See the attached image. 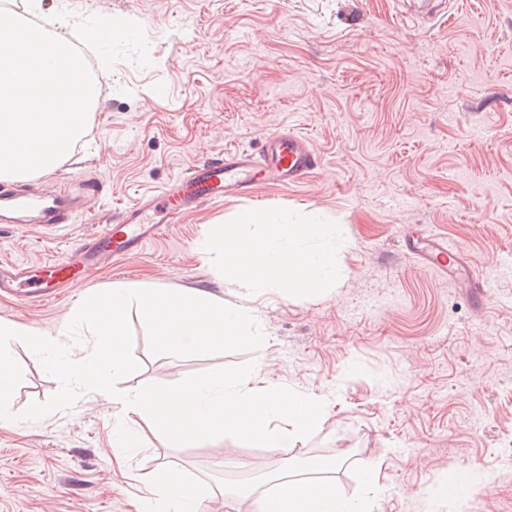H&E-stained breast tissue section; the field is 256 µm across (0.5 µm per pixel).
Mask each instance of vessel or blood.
Segmentation results:
<instances>
[{
  "instance_id": "vessel-or-blood-1",
  "label": "vessel or blood",
  "mask_w": 512,
  "mask_h": 512,
  "mask_svg": "<svg viewBox=\"0 0 512 512\" xmlns=\"http://www.w3.org/2000/svg\"><path fill=\"white\" fill-rule=\"evenodd\" d=\"M318 165L319 157L309 140L288 128L269 137L259 153L231 151L205 161L189 177L173 180L159 193L143 195L117 220L81 241L64 257L45 263L27 277L22 298L37 302L58 297L63 289L80 285L88 267L104 253L139 252L186 209L220 202L228 195L251 196L261 179L296 183ZM80 207L77 197L62 190L10 197L0 194V222L11 223L13 213L23 212L37 224H70ZM416 258L423 267L443 275L469 269L464 253L444 240L432 241Z\"/></svg>"
}]
</instances>
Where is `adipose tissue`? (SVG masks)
Segmentation results:
<instances>
[{"mask_svg":"<svg viewBox=\"0 0 512 512\" xmlns=\"http://www.w3.org/2000/svg\"><path fill=\"white\" fill-rule=\"evenodd\" d=\"M206 494L200 483H191L175 470L159 467L139 500V512H199Z\"/></svg>","mask_w":512,"mask_h":512,"instance_id":"ef3b65f1","label":"adipose tissue"}]
</instances>
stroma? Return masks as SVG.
Segmentation results:
<instances>
[{
	"label": "stroma",
	"instance_id": "35a3bbf8",
	"mask_svg": "<svg viewBox=\"0 0 512 512\" xmlns=\"http://www.w3.org/2000/svg\"><path fill=\"white\" fill-rule=\"evenodd\" d=\"M72 2L85 16L139 22L151 63L118 62L73 157L18 184L77 194L95 176L102 191L71 224L0 223V263L34 268L61 257L142 193L210 157L259 150L285 127L306 135L321 163L301 182L182 214L140 252L100 258L58 298L30 306L0 296V321L53 332L93 290L205 289L264 323V349L154 355L133 312L140 367L120 388L251 361L327 397L321 427L294 454L344 452L336 482L349 494L358 490L353 466L375 462V512H429L422 489L471 463L480 486L442 512H512V0H446L419 20L397 0ZM269 207L339 224L340 278L329 291L252 295L223 285L197 252L208 225ZM413 232L460 247L472 271L490 276L487 294L422 268L404 249ZM13 355L23 370L17 411L58 391L22 342ZM136 426L143 447L121 467L105 395L0 427V512H136L162 461L211 488L207 512H225L226 477L259 490L280 464L279 453L228 436L178 448L147 421Z\"/></svg>",
	"mask_w": 512,
	"mask_h": 512
}]
</instances>
